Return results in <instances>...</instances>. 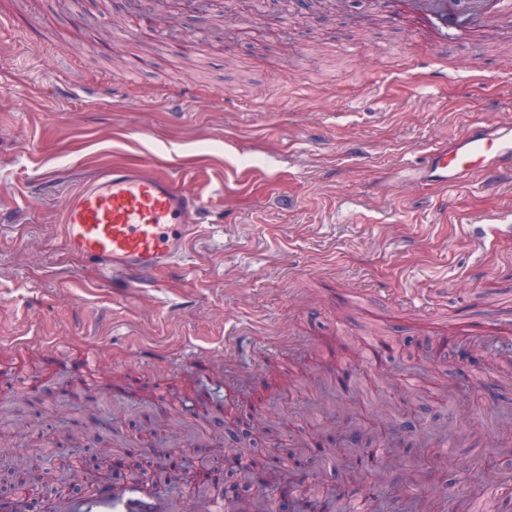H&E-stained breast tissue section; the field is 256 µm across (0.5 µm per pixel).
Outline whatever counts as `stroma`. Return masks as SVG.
<instances>
[{"instance_id":"35a3bbf8","label":"stroma","mask_w":512,"mask_h":512,"mask_svg":"<svg viewBox=\"0 0 512 512\" xmlns=\"http://www.w3.org/2000/svg\"><path fill=\"white\" fill-rule=\"evenodd\" d=\"M186 0L164 49L114 48L113 19L149 0H0V338L57 339L60 358L0 345V411L21 445L82 436L96 456H153L158 436L224 449L237 420L263 422L264 453L320 448L321 494L421 492L417 512H474L456 478L481 462L512 488V186L417 184L416 156L460 119L512 120V31L442 47L389 0ZM204 39L188 45L185 30ZM477 76L429 85L425 63ZM97 86L58 102L55 78ZM172 97L192 103L173 112ZM139 161L202 187V235L158 288L113 295L54 232L73 190L103 165ZM495 214L499 223L480 218ZM368 292L366 307L350 300ZM494 334L474 339L459 321ZM238 340L235 364L210 354ZM112 364L93 389L71 369L86 348ZM409 447H392L401 418ZM462 438L450 453L438 436ZM379 448L336 452L351 433Z\"/></svg>"}]
</instances>
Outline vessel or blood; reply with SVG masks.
Here are the masks:
<instances>
[{
  "label": "vessel or blood",
  "mask_w": 512,
  "mask_h": 512,
  "mask_svg": "<svg viewBox=\"0 0 512 512\" xmlns=\"http://www.w3.org/2000/svg\"><path fill=\"white\" fill-rule=\"evenodd\" d=\"M403 5L443 42L512 19V0H403ZM417 169L420 182L443 188L476 177L511 180L512 122L463 126L452 147L427 151ZM207 203L201 191L179 188L154 166L115 162L72 194L58 229L73 255L97 267L102 285L116 292L156 288L161 274L189 254ZM109 367L101 348L93 347L83 353L79 371L96 381ZM186 500L192 512H248L229 498L192 493ZM55 512H170V504L148 481L131 479L76 500L60 499Z\"/></svg>",
  "instance_id": "obj_1"
}]
</instances>
